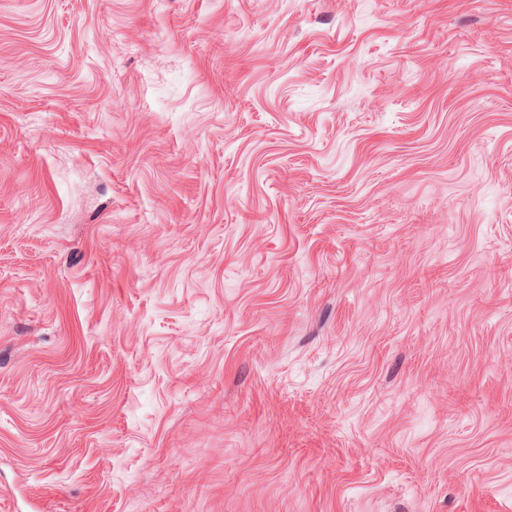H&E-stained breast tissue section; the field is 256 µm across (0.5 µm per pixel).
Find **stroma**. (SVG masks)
<instances>
[{
    "label": "stroma",
    "mask_w": 512,
    "mask_h": 512,
    "mask_svg": "<svg viewBox=\"0 0 512 512\" xmlns=\"http://www.w3.org/2000/svg\"><path fill=\"white\" fill-rule=\"evenodd\" d=\"M0 512H512V0H0Z\"/></svg>",
    "instance_id": "1"
}]
</instances>
